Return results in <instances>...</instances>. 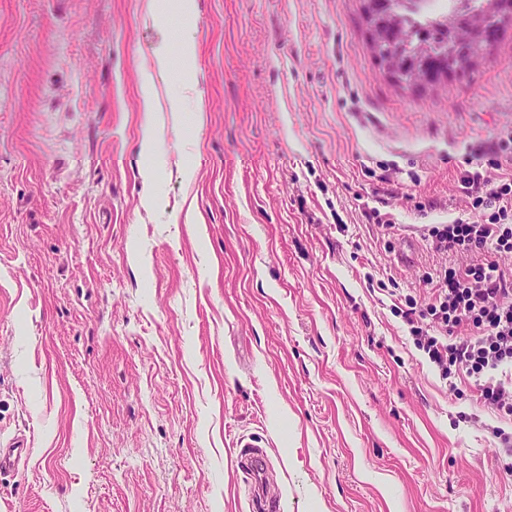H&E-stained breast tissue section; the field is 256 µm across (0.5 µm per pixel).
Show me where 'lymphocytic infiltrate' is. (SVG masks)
I'll use <instances>...</instances> for the list:
<instances>
[{
    "mask_svg": "<svg viewBox=\"0 0 512 512\" xmlns=\"http://www.w3.org/2000/svg\"><path fill=\"white\" fill-rule=\"evenodd\" d=\"M460 181L467 216L428 236L434 252L471 261L442 267L432 300L410 309L413 331L443 378H472L482 406L512 418V178L466 170Z\"/></svg>",
    "mask_w": 512,
    "mask_h": 512,
    "instance_id": "1",
    "label": "lymphocytic infiltrate"
}]
</instances>
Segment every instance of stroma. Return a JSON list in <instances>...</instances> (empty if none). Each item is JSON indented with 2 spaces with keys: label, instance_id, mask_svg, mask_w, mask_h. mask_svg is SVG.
<instances>
[{
  "label": "stroma",
  "instance_id": "35a3bbf8",
  "mask_svg": "<svg viewBox=\"0 0 512 512\" xmlns=\"http://www.w3.org/2000/svg\"><path fill=\"white\" fill-rule=\"evenodd\" d=\"M0 0V512H512V455L402 316L454 259L466 158L512 138V29L473 71L393 86L358 0ZM196 55L153 70L162 42ZM165 123L141 194V85ZM205 121L194 125L195 113ZM382 198L393 228L368 223ZM196 209L200 228L176 224ZM412 248L405 263L400 254ZM0 448V474L9 473L18 466L23 458L29 455L30 448L23 439H16ZM236 448H255L249 452L241 450L238 454L240 469L248 471L249 477L257 482L259 479L263 482L267 471L268 456L263 446L258 445L255 440L250 438H239L236 442Z\"/></svg>",
  "mask_w": 512,
  "mask_h": 512
}]
</instances>
